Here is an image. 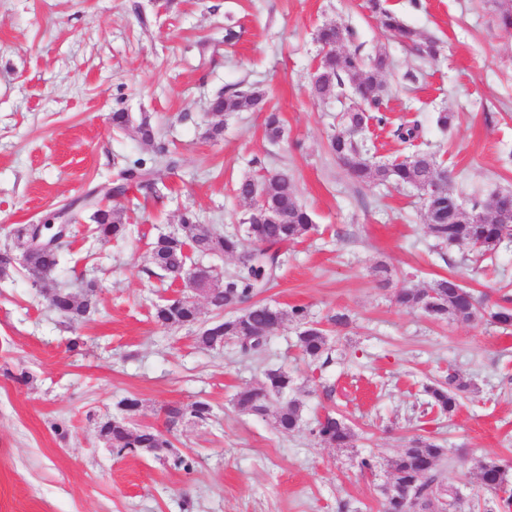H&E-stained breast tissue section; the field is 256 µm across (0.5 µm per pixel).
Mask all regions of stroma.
<instances>
[{"label":"stroma","mask_w":512,"mask_h":512,"mask_svg":"<svg viewBox=\"0 0 512 512\" xmlns=\"http://www.w3.org/2000/svg\"><path fill=\"white\" fill-rule=\"evenodd\" d=\"M381 3L436 39L437 59L386 35L365 0H0V247L15 225L41 223L153 158V146L113 131L116 110L149 116L179 160L156 167L153 189L117 200L127 238L98 241L83 220L46 283L20 270L0 279V512H382L388 462L417 437L444 448L437 471L460 493L456 512H498L500 494L476 473L488 455L512 463V329L434 322L395 295L453 275L487 305L512 299V245L484 261L464 244L436 247L414 192L355 183L328 154L345 106L309 87L318 29H352L344 49L393 61L387 122L367 133L378 160L403 159L393 132L418 122L420 148L436 152L462 199L483 198L512 190V33L491 0ZM228 27L239 34L230 43ZM236 85L265 92L283 139H267L260 112L234 113L221 137H207V99ZM442 108L458 115L445 132L434 120ZM280 170L315 228L288 248L261 298L307 307L327 331L324 364L302 357L288 321L248 356L233 344L199 349L195 328L153 318L156 304L187 291L153 274L156 238L178 231L187 209L216 232L235 231L249 208L237 182ZM380 263L386 276L374 271ZM90 280L96 308L70 326L49 297L57 284ZM339 313L347 325L333 323ZM279 367L295 379L306 422L291 433L234 404ZM452 370L471 389L447 417L423 387ZM127 396L142 402L138 424L169 431L173 456L195 459L192 472L105 447L97 423ZM197 400L211 420L167 427V406ZM328 413L352 428L349 447L311 434ZM368 455L375 471L358 466Z\"/></svg>","instance_id":"obj_1"}]
</instances>
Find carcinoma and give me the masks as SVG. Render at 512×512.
Instances as JSON below:
<instances>
[{
    "label": "carcinoma",
    "mask_w": 512,
    "mask_h": 512,
    "mask_svg": "<svg viewBox=\"0 0 512 512\" xmlns=\"http://www.w3.org/2000/svg\"><path fill=\"white\" fill-rule=\"evenodd\" d=\"M497 21L501 29L512 30V0H493ZM367 8L378 19L386 34L417 44L423 58L438 54L435 40L423 38L408 27L401 18L385 9L380 0H368ZM347 29L335 24L322 26L316 41L322 46L317 66L318 79L312 83L314 97L338 101L350 99L352 106L342 115L341 127L327 141L328 153L343 163L351 177L358 183L376 182L381 185L412 187L418 192L422 209L429 213V230L437 245L467 244L479 256H493L500 244L512 236V223L504 224L501 216L512 213V190H496L485 200L473 199L468 213H451L448 204L459 199L453 180L440 168L435 154L414 149L419 137V125H401L394 136L412 150L401 161L376 162L371 148L364 139L369 121L379 124L384 116L373 115L378 108L385 87L384 71L389 67V56L380 51L370 62L357 53L342 51L336 43L346 39ZM265 105L264 92L258 88H233L222 90L207 103V134L217 138L223 134L224 118L236 112H261ZM265 134L272 142L284 135L282 120L277 112H268L264 119ZM113 129L130 134L144 143L155 141L156 132L149 118L135 119L130 113L118 110L112 113ZM175 158L163 150L158 151L151 163L139 159L124 168L112 182V193L124 196L133 184L152 185L151 176L158 165L176 166ZM256 182L251 176L240 179L236 186L239 198L250 202V209L241 220L242 230L232 234L217 233L199 224L191 212L180 216L181 232L177 236L161 235L154 242L151 262L154 268L172 277H181L189 287L207 289V303L212 311L221 313L232 309L224 319L210 322L198 330L196 345L205 350L214 348L218 341L236 342L245 353H258L266 345L269 334L283 321L298 326V347L311 362H317L328 354V339L318 323L309 318L303 306L283 310L266 302H252L275 279L282 262V248L309 235L314 229L311 214L299 199L294 182L286 172H279L261 181L262 199L252 195ZM94 232L101 239H123L129 233L122 211L113 206L86 207ZM202 245L215 255H233L244 251L238 268L230 273L215 270H199L189 276L182 272L184 251L188 246ZM64 247L53 251L38 252L19 263L10 246L0 248V276L21 267L35 284L46 280L60 264ZM96 285L89 281L76 293L69 287L57 288L50 299L51 307L69 323H78L95 306ZM397 304L418 309L427 317L437 320L473 322L488 317V321L504 329L512 327V308L498 305L486 312L480 311L474 294L454 277L433 280L425 288H404L395 296ZM153 317L162 326H192L201 321V310L195 302L182 297L154 307ZM293 379L287 371L268 369L262 383L246 387L237 393L235 405L243 412L273 417L275 429L293 432L303 425L301 405L288 397ZM469 390V383L456 372L448 373L444 382L424 386L427 404L442 414H452L460 399ZM118 404L125 407L126 416L106 417L98 422L99 434L112 441V451L120 455L126 451L144 448L157 451L170 447V441L157 429L137 426L134 420L141 408L135 397H124ZM168 429L186 418L205 422L211 419L212 407L205 401H195L185 406H169L165 409ZM311 433L323 442L345 448L354 434L344 421L328 414L316 420ZM445 451L433 442L415 439L389 461L395 481L409 488L416 500L409 504L402 500L383 503V512H425L437 495L457 500L451 487L438 479L436 466ZM479 483L491 492L507 491L512 484V466L495 457L486 456L479 467Z\"/></svg>",
    "instance_id": "carcinoma-1"
}]
</instances>
